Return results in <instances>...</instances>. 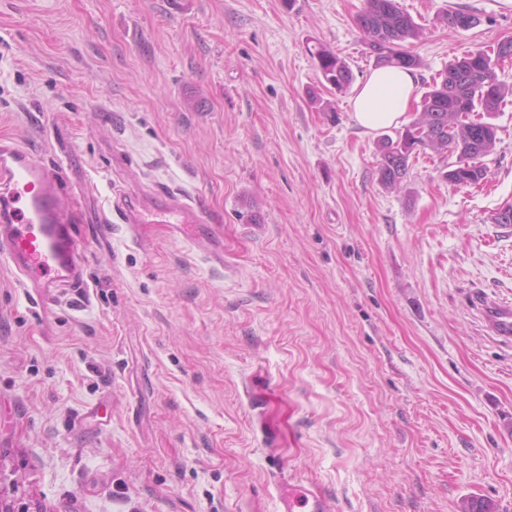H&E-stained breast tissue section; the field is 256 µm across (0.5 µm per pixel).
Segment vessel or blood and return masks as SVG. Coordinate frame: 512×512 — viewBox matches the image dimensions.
<instances>
[{
  "label": "vessel or blood",
  "mask_w": 512,
  "mask_h": 512,
  "mask_svg": "<svg viewBox=\"0 0 512 512\" xmlns=\"http://www.w3.org/2000/svg\"><path fill=\"white\" fill-rule=\"evenodd\" d=\"M63 192L59 172L16 140L0 136V262L44 304L60 292L79 294L87 286L76 216L64 209ZM113 210L130 227L164 224L176 236L210 228L198 201L175 191L119 193ZM477 306L489 331L511 341L512 304L484 294ZM277 491L276 512H328L327 496L317 484L281 481Z\"/></svg>",
  "instance_id": "obj_1"
}]
</instances>
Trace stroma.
<instances>
[{"mask_svg": "<svg viewBox=\"0 0 512 512\" xmlns=\"http://www.w3.org/2000/svg\"><path fill=\"white\" fill-rule=\"evenodd\" d=\"M397 3L420 95L512 38V0ZM363 5L0 0V136L61 172L88 276L45 306L0 264V504L276 512L282 479L329 512H512V341L470 302H512V97L480 185L423 152L383 187L351 117ZM319 43L354 87L322 88ZM151 189L198 199L227 262L115 218Z\"/></svg>", "mask_w": 512, "mask_h": 512, "instance_id": "stroma-1", "label": "stroma"}]
</instances>
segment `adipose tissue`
Returning a JSON list of instances; mask_svg holds the SVG:
<instances>
[{"label":"adipose tissue","mask_w":512,"mask_h":512,"mask_svg":"<svg viewBox=\"0 0 512 512\" xmlns=\"http://www.w3.org/2000/svg\"><path fill=\"white\" fill-rule=\"evenodd\" d=\"M417 84L416 71L388 66L375 69L351 102L353 119L369 132L400 125Z\"/></svg>","instance_id":"adipose-tissue-1"}]
</instances>
